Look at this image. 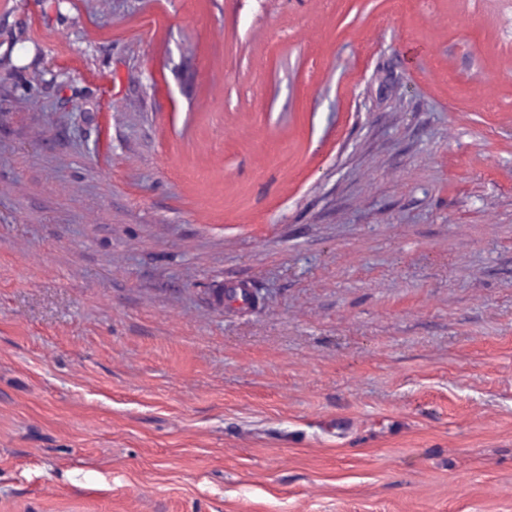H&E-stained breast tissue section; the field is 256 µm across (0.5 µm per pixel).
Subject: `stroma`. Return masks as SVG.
<instances>
[{"instance_id":"stroma-1","label":"stroma","mask_w":512,"mask_h":512,"mask_svg":"<svg viewBox=\"0 0 512 512\" xmlns=\"http://www.w3.org/2000/svg\"><path fill=\"white\" fill-rule=\"evenodd\" d=\"M0 512H512V0H0Z\"/></svg>"}]
</instances>
